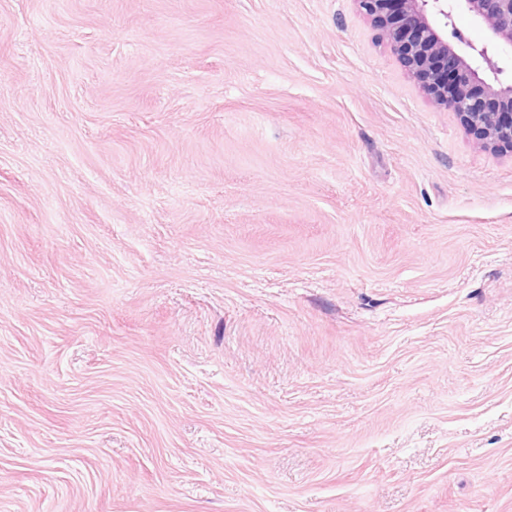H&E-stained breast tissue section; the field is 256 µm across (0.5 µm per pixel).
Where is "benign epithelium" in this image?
<instances>
[{"instance_id": "obj_1", "label": "benign epithelium", "mask_w": 512, "mask_h": 512, "mask_svg": "<svg viewBox=\"0 0 512 512\" xmlns=\"http://www.w3.org/2000/svg\"><path fill=\"white\" fill-rule=\"evenodd\" d=\"M400 56L432 103L457 113L475 144L512 149V75L500 51L512 50V0H355ZM464 13L487 31L476 45L457 30Z\"/></svg>"}]
</instances>
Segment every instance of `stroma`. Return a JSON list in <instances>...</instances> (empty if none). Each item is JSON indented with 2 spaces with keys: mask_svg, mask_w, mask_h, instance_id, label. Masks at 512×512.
Wrapping results in <instances>:
<instances>
[{
  "mask_svg": "<svg viewBox=\"0 0 512 512\" xmlns=\"http://www.w3.org/2000/svg\"><path fill=\"white\" fill-rule=\"evenodd\" d=\"M0 512H512V154L354 0H0Z\"/></svg>",
  "mask_w": 512,
  "mask_h": 512,
  "instance_id": "stroma-1",
  "label": "stroma"
}]
</instances>
